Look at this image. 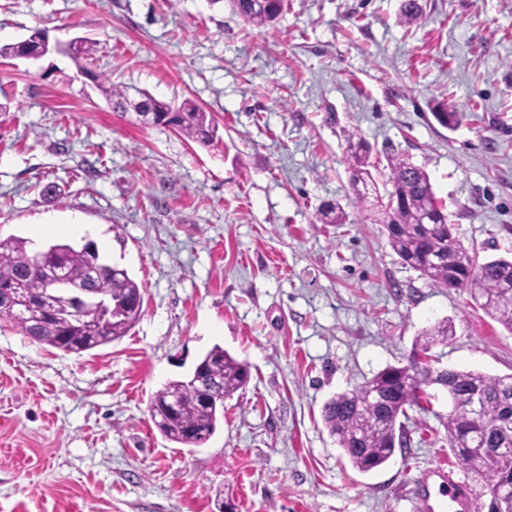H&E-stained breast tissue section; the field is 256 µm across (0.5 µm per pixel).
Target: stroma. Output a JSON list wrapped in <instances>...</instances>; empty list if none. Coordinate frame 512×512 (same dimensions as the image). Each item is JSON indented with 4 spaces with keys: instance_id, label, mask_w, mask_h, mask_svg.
<instances>
[{
    "instance_id": "obj_1",
    "label": "stroma",
    "mask_w": 512,
    "mask_h": 512,
    "mask_svg": "<svg viewBox=\"0 0 512 512\" xmlns=\"http://www.w3.org/2000/svg\"><path fill=\"white\" fill-rule=\"evenodd\" d=\"M400 4L287 0L259 27L232 0H0L1 44L52 45L0 59V236L94 242L143 296L126 336L79 355L0 318V512H409L419 468L455 466L441 387L366 473L322 421L442 320L432 368L512 374V333L404 265L385 229L394 155L428 173L475 264L512 256V0H419L410 26ZM76 40L96 48L83 69ZM109 85L192 101L215 142L141 125ZM354 137L377 163L361 203ZM326 202L344 223H320ZM217 345L250 379L189 450L151 401Z\"/></svg>"
}]
</instances>
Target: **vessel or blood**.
Returning <instances> with one entry per match:
<instances>
[{"label": "vessel or blood", "instance_id": "obj_1", "mask_svg": "<svg viewBox=\"0 0 512 512\" xmlns=\"http://www.w3.org/2000/svg\"><path fill=\"white\" fill-rule=\"evenodd\" d=\"M411 509L412 512H470L468 485L447 465L428 466L415 481Z\"/></svg>", "mask_w": 512, "mask_h": 512}]
</instances>
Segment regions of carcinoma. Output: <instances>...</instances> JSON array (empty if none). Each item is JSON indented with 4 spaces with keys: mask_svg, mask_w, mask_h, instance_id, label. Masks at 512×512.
<instances>
[{
    "mask_svg": "<svg viewBox=\"0 0 512 512\" xmlns=\"http://www.w3.org/2000/svg\"><path fill=\"white\" fill-rule=\"evenodd\" d=\"M238 13L249 23L266 26L284 8V0H234ZM417 0H403L400 21L411 24L420 17ZM38 45L34 36L16 43L0 44V58L30 57ZM140 106L155 121L172 125L189 140L209 144L215 127L210 114L186 101L179 108L140 94ZM348 163L351 185L356 199L364 201L375 185L371 173L374 164L362 138L349 141ZM388 198L385 224L390 246L403 263L420 272L438 288H461L469 291L486 315L512 333V259L498 258L475 265L453 235L448 214L438 200L428 174L405 159L389 162ZM324 224H342L344 210L327 204L320 210ZM30 241L16 236L0 238V296L11 288H43L45 278L31 269L33 253ZM60 249L59 262L67 270L68 280L78 288L110 293L117 312L112 322L100 330H84L70 319L56 313L42 312L28 319L14 321L31 340L55 349H73L84 345L88 351L108 344L124 335L136 324L141 311L126 308L128 301L141 295L137 282L128 273L112 272V265L100 263L97 248H76L69 243H55ZM452 325L441 321L419 337V352L428 355L437 344L448 342ZM205 376L218 381L223 398H231L249 380L248 366L220 346L213 347L200 361ZM382 402L369 401L363 388L340 393L328 400L322 417L331 436L349 461L361 472H369L386 463L398 448L408 446L403 426L397 425L407 410L421 406L426 388L441 385L448 390L452 409L448 414V442L459 465L481 479L489 491L512 496V458H499L491 448H512V375L491 377L472 371L430 372L412 359L403 366H388L370 380ZM200 380L194 374L173 380L159 389L153 404L162 405L172 395L180 406L172 414L152 417L157 430L168 440L196 448L216 432L219 410L223 403L206 402L199 394ZM483 396L480 422H475L468 408L469 396Z\"/></svg>",
    "mask_w": 512,
    "mask_h": 512,
    "instance_id": "carcinoma-1",
    "label": "carcinoma"
}]
</instances>
